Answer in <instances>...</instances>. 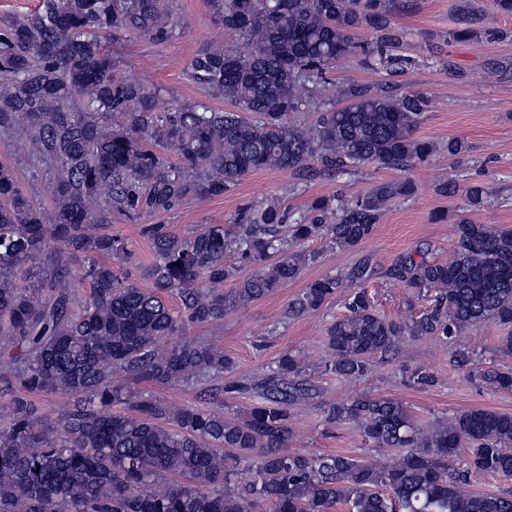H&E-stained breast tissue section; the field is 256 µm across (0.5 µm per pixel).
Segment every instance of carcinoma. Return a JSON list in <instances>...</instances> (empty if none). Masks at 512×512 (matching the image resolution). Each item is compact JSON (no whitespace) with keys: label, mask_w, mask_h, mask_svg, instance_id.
I'll use <instances>...</instances> for the list:
<instances>
[{"label":"carcinoma","mask_w":512,"mask_h":512,"mask_svg":"<svg viewBox=\"0 0 512 512\" xmlns=\"http://www.w3.org/2000/svg\"><path fill=\"white\" fill-rule=\"evenodd\" d=\"M393 3L210 0L241 47L210 44L191 71L231 105L224 111L198 104L161 113L157 89L116 74L100 35L171 37L161 0H42L35 15L3 24L0 130L26 123L32 159L51 171L54 207L45 216L0 165V350L17 349L8 366L19 386L70 399L54 426L21 396L0 403V512H512L511 488L466 490L475 474L512 481L511 414L471 408L421 426L393 398L363 393L323 403L326 421H351L373 448L394 451L378 464L288 452L292 407L323 392L299 353L284 351L260 376L221 388L251 399L240 417L138 396L115 378L130 373L168 386L223 378L234 366L224 352L201 340L165 351L159 342L299 278L317 260L300 249L313 238L333 249L359 246L388 203L414 193L407 178L378 182L354 200L315 198L309 216L291 224L267 202L244 208L233 224L188 235L145 224L152 289L91 258L81 270L91 292L76 312L64 263L42 287L20 286L29 261L59 249L70 259L130 258L124 238L97 232L112 210L166 214L266 169L306 180L351 176L366 164L404 171L426 163L436 146L415 137L432 103L426 93L350 84L340 107L323 97L342 58L361 55L390 75L411 65L399 53L405 31L393 21ZM479 16L474 0H460L448 38L478 39ZM361 30L372 39H360ZM169 151L181 164L165 157ZM435 191L462 194L472 209L494 196L455 180ZM454 232L451 259L409 253L387 270L427 299L418 313L381 314L359 284L365 265L315 279L288 303L286 318L300 317L349 289L347 314L326 331L324 372L357 381L406 337L446 345L486 321L512 326V230L461 219ZM251 265L255 271L237 276ZM170 297L181 301L179 311ZM477 377L512 389V371L489 367ZM407 382L427 389L435 374L418 366ZM462 449L464 465L449 466ZM171 474L181 481L168 482Z\"/></svg>","instance_id":"obj_1"}]
</instances>
